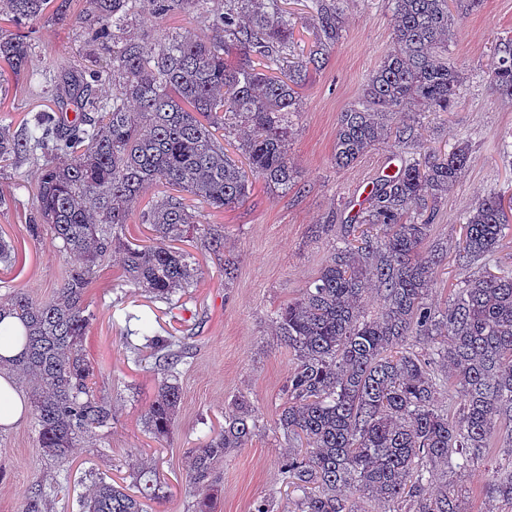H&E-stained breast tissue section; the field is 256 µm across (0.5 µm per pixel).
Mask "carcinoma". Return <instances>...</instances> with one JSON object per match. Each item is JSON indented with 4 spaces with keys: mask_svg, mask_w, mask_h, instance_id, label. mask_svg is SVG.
Returning a JSON list of instances; mask_svg holds the SVG:
<instances>
[{
    "mask_svg": "<svg viewBox=\"0 0 512 512\" xmlns=\"http://www.w3.org/2000/svg\"><path fill=\"white\" fill-rule=\"evenodd\" d=\"M210 0H91L83 21L109 64L87 71L75 60L28 71L27 29L56 21V0H7L12 31L0 28V85L27 74L31 91L44 87L56 108L40 113L21 134L0 125V162L42 163L36 186L35 239L48 233L74 263L55 297L38 302L17 293L0 303L23 327L24 351L7 371L28 385L43 456L67 463L77 442L112 420L95 391V368L84 354L90 315L86 290L112 253L122 254L126 281L154 299L190 286L195 268L173 243L190 231L211 247L219 227L202 225L179 193L204 207L243 203L250 179L288 190L295 185L288 154L290 116L299 107L309 68H322L345 32L347 0H307L314 49L293 54L295 22L279 0H222L206 9L209 34L165 37L145 49L126 35L129 16L146 4L166 15ZM392 47L371 72L358 102L339 114L337 167L354 164L381 142L414 138L417 114L449 112L465 73L448 59L455 16L448 0H388ZM486 82L512 101V37L495 40ZM112 85V95L98 88ZM242 129L246 165L225 152L219 132ZM470 146L455 142L380 179L356 223L344 226L325 265L300 295L279 308L276 336L294 368L278 428L288 440L283 481L302 491L297 512H365L379 500L385 512H468L457 484L425 486L439 468L465 473L486 466L497 439L505 462L485 485L486 512L512 505V265L480 268L456 284L448 303L428 302L443 247H426L442 197L463 177ZM157 182L176 188L143 210L153 242L133 245L122 230L143 191ZM464 237L454 259L468 267L495 251L512 231V197L489 193L460 216ZM378 284L381 311L367 314L368 285ZM145 347L162 353L163 377L144 413V428L166 436L182 394L170 377L189 351L144 323ZM428 348L408 347L409 337ZM460 397L454 407L448 393ZM202 448L189 452L187 480L197 494L193 512H214L224 458L251 442L256 415L244 399ZM132 486L98 478L79 512H147L159 472L137 467ZM26 512H49L47 495L32 487Z\"/></svg>",
    "mask_w": 512,
    "mask_h": 512,
    "instance_id": "cac0c4a2",
    "label": "carcinoma"
}]
</instances>
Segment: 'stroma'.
<instances>
[{
	"label": "stroma",
	"instance_id": "35a3bbf8",
	"mask_svg": "<svg viewBox=\"0 0 512 512\" xmlns=\"http://www.w3.org/2000/svg\"><path fill=\"white\" fill-rule=\"evenodd\" d=\"M345 19L344 37L328 65L310 70L300 91L289 145L295 188L284 193L257 180L245 203L206 210L205 223L223 226L224 242L216 252L197 238L183 242L197 273L192 287L171 301H154L121 286L119 258L97 272L86 295L93 318L83 347L97 370L96 391L112 405V423L97 429L63 466L43 457L33 414L1 429L0 512H25L27 492L38 482L52 512H75L78 498L92 485L91 475L118 481L140 465L156 468L164 479L158 499L147 503L148 512H192L195 497L185 481L188 453L206 443L239 398L254 407L258 429L246 448L222 464L216 510L250 512L253 502L265 497L275 512H293L299 494L282 481L288 443L276 424L293 362L272 324L278 308L300 295L369 188L403 160L424 157L455 139L471 144L465 176L439 205L429 239L433 245L451 247L462 238L459 217L481 195L512 194V166L499 157L502 139L512 136V103L493 94L483 77L492 40L512 36V0H479L458 20L448 56L467 80L451 112L422 113L416 140L384 141L339 169L333 162L338 116L357 101L392 43L385 0H349ZM128 32L150 46L168 33L203 36L208 28L204 13L192 8L163 16L145 9L133 17ZM33 38L30 68L71 56L92 69L106 64V55L88 43L82 29L67 23H41ZM51 106L30 95L25 77L0 87V124L12 130ZM37 177V167L21 159L0 168V196L9 201L0 207V237L18 254L14 265L0 264L2 302L18 292L37 301L53 298L71 265L58 242L34 239L29 232ZM228 264L235 268L229 284L224 281ZM146 318L161 335L176 340L188 329L197 333L191 353L178 366L180 408L160 440L149 438L141 421L160 381L141 335Z\"/></svg>",
	"mask_w": 512,
	"mask_h": 512
}]
</instances>
